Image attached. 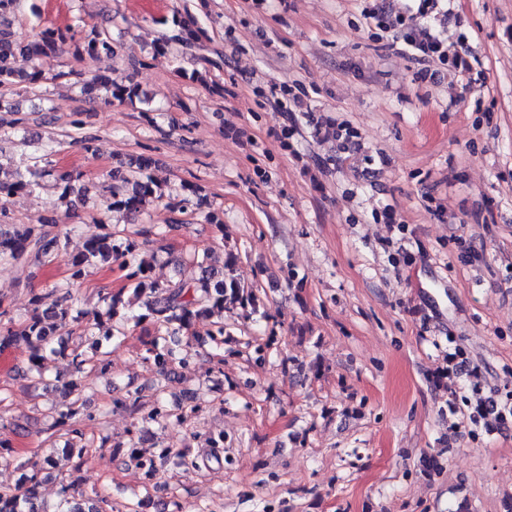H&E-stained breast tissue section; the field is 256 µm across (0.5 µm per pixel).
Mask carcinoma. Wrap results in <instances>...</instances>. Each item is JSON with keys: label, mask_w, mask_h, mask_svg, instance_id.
I'll return each mask as SVG.
<instances>
[{"label": "carcinoma", "mask_w": 512, "mask_h": 512, "mask_svg": "<svg viewBox=\"0 0 512 512\" xmlns=\"http://www.w3.org/2000/svg\"><path fill=\"white\" fill-rule=\"evenodd\" d=\"M22 0H0V89L9 91L20 83L30 86L46 79L52 73V61L65 52L66 46L75 37L74 28H45L38 38L26 45L19 43L12 30L8 15L21 9ZM91 54L113 53L112 41L108 34L97 31L85 46ZM28 54L35 61L33 70L28 74L17 72L12 60L17 52ZM105 91L104 103L122 102L137 95L133 83L104 79L85 83L86 93L95 94ZM42 154L35 157L32 164L24 165L10 181L0 180V197H9L18 192H35L44 177L53 175L63 185L62 195H68L74 178L67 171H58L52 167L50 157L55 154V141L48 139L41 145ZM152 159L142 157L136 169L128 175L109 173L107 191L111 202L109 206H119L133 217H139L148 203L161 202L166 197L164 185L151 173ZM95 223L101 225L103 232L90 237L84 249L68 257L70 279H81L91 267H112L117 264L123 272V278L132 287L133 293L144 298V312L128 314V301L124 290L109 292L103 298L104 309L94 312L84 311L75 305L70 292L61 294L52 308L41 311L36 306L20 323H15L6 309H0V334L14 337L25 343L27 348V371L35 378L44 379L45 362L52 356L69 354L72 370L70 378L63 382L72 396L64 410L52 413L53 422L49 429L67 427L64 449L67 458L83 459L92 447L106 448L110 437L102 435L98 442L84 440V434L78 427L76 416L83 406L84 390L80 379L87 369H107L102 346L120 340L125 335L124 328L118 322L139 326L150 321L156 335L146 343L144 359L153 362L157 368L159 380L150 386L151 394L145 396L142 390L127 392L125 397H117L112 404L129 405L135 414L136 423L155 424L161 428L169 424L184 425L198 413L195 405H186L178 412H172L162 403L160 396L165 392L167 381L171 380L172 367L184 365L192 357V350L198 344L199 337L207 338V345L217 364H224V309L238 307L244 311L255 310L257 297L253 290L242 285L232 274V261L224 260L218 266L211 261L199 262L200 275L191 280L168 279L160 281L153 277L150 268L137 259L141 245L149 242L154 235L151 227H143L124 238L115 239L112 225L98 218ZM67 235L55 233L42 224L38 227L16 226L11 232L0 233V261L25 260L41 268L51 263L66 250ZM187 469L197 467V462L183 451L170 445H162L160 453L146 456L137 449L135 438L128 441V453L124 464L145 471L150 476L158 474L170 461ZM0 466L15 467L22 471L18 484L0 489V512H100L99 500L84 497L80 500L64 489L53 509L37 505V488L42 478L52 475L59 466L58 457L52 452L42 454L38 461L29 463L11 446L0 442Z\"/></svg>", "instance_id": "carcinoma-1"}]
</instances>
